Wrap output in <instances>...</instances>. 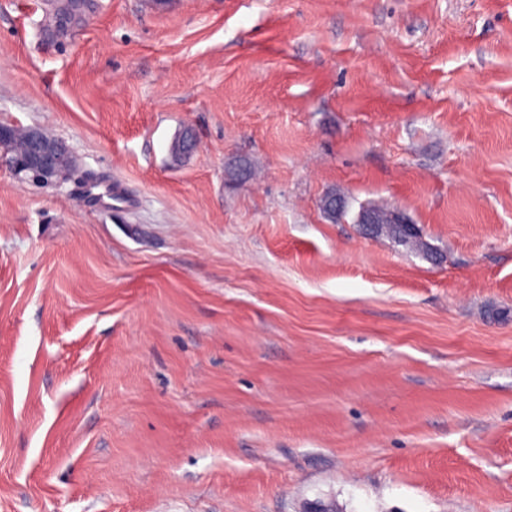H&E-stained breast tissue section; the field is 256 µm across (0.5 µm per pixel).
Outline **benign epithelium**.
Returning <instances> with one entry per match:
<instances>
[{
    "mask_svg": "<svg viewBox=\"0 0 512 512\" xmlns=\"http://www.w3.org/2000/svg\"><path fill=\"white\" fill-rule=\"evenodd\" d=\"M22 134L27 142L23 157L9 159L6 152L0 153V163L9 166L16 174L38 183H49L66 179L76 171L73 155L59 141L46 135L38 127L18 128L0 125V148L17 134ZM199 148L196 138L178 137L171 145V151L177 156H186Z\"/></svg>",
    "mask_w": 512,
    "mask_h": 512,
    "instance_id": "benign-epithelium-1",
    "label": "benign epithelium"
}]
</instances>
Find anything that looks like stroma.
I'll return each instance as SVG.
<instances>
[{
  "mask_svg": "<svg viewBox=\"0 0 512 512\" xmlns=\"http://www.w3.org/2000/svg\"><path fill=\"white\" fill-rule=\"evenodd\" d=\"M0 123V512H512V0H0ZM18 133L27 142L23 158L7 159L4 146ZM0 163L17 175L38 183L67 179L76 171L73 155L59 141L46 135L39 127L18 128L0 125ZM85 189L87 194L103 209L117 206L113 202L118 203L124 199L123 188L116 182H112V185H103L100 182L93 181L87 183ZM367 210V209H366ZM363 210L359 216V224H375L371 212L375 215L377 223L381 227L380 232H385L398 243L425 254L424 244L419 239V228L407 217L406 224H394L391 220V210L382 206H372L370 211Z\"/></svg>",
  "mask_w": 512,
  "mask_h": 512,
  "instance_id": "1",
  "label": "stroma"
}]
</instances>
